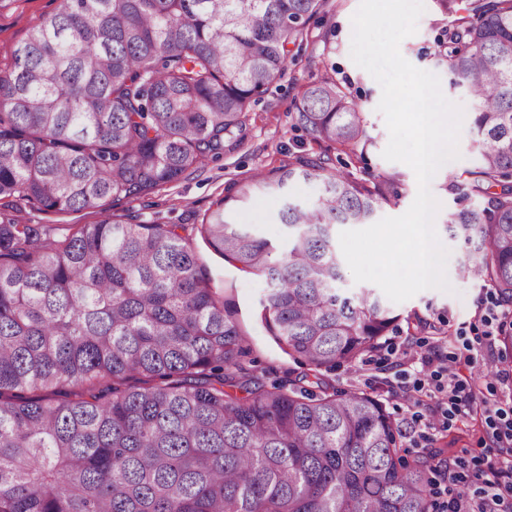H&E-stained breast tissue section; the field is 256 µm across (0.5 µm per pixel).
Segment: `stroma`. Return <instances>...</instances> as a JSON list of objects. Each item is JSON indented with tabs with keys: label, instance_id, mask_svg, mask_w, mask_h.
<instances>
[{
	"label": "stroma",
	"instance_id": "35a3bbf8",
	"mask_svg": "<svg viewBox=\"0 0 512 512\" xmlns=\"http://www.w3.org/2000/svg\"><path fill=\"white\" fill-rule=\"evenodd\" d=\"M360 0H324L319 12L306 25L301 45L292 47L288 70L249 112L247 137L233 152L206 159L191 174L142 199L119 205L118 213L133 216L148 224L201 223L206 212L226 202L239 223L248 225L258 237L267 239L277 253L288 249V231L279 222L283 200L304 207L312 206L319 194L317 182L289 185L282 196H258L244 202L230 200L234 182L255 173L268 176L297 157H327L328 168L351 172L357 178L366 175H394L401 184L398 197L382 202L378 217H395L405 213L415 199L417 181L412 169L383 158L389 141L383 115L378 110L382 91L377 81L350 58L352 22ZM60 0H9L0 8V70L12 67L13 49L23 42L30 28L41 18L57 12ZM425 11L418 20L415 34L405 38L400 51L417 68L436 74L444 95L462 105L465 112L459 141L460 157L440 168L431 182V191L441 202L437 222L446 221L458 202L447 193L449 177L476 169L479 156L475 150L472 100L464 88L451 85L448 69L436 56V41L447 27L449 16L438 0H424ZM346 79L351 91L365 106V121L372 138L363 155H346L327 151L314 141L296 121L297 105L307 86L327 72ZM0 212L22 224H46L56 235H64L71 224H92L97 217L88 211L46 212L27 200L16 197L0 204ZM442 244L450 251L448 279L452 292L428 289L401 303H389L398 317V328L386 336L381 347L366 354L356 365H340L327 374L339 390L369 392L387 407L404 430L403 444L412 449L419 445L451 448L466 465L491 461L487 438L481 424V412H474L446 431L437 425L438 417L426 405H417L414 388L417 360L437 350L447 356L462 355L464 341L475 344L474 366H461L460 372L477 381L483 399L507 400L512 397V350L496 345L486 350L475 339L484 329L483 320L498 297L486 283L462 272L464 248L449 232H440ZM191 246L198 264L217 288L232 318L246 337L242 366L264 384L285 383L301 378L309 368L301 360L285 353L261 321V302L267 285L259 276L238 270L225 261L201 236H193Z\"/></svg>",
	"mask_w": 512,
	"mask_h": 512
}]
</instances>
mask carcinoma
Masks as SVG:
<instances>
[{"instance_id":"carcinoma-1","label":"carcinoma","mask_w":512,"mask_h":512,"mask_svg":"<svg viewBox=\"0 0 512 512\" xmlns=\"http://www.w3.org/2000/svg\"><path fill=\"white\" fill-rule=\"evenodd\" d=\"M439 0L437 55L472 102L479 170L449 178L446 230L463 271L512 304V0ZM322 0H61L0 70V201L91 210L63 240L0 213V512H435L430 457L408 458L385 404L336 390L394 328L380 296L338 288L336 226L399 196L297 159L239 198L318 179L279 213L288 252L226 206L197 232L267 283L263 319L311 387L244 372L245 338L202 274L185 224H142L107 200L144 197L244 140L252 104L288 68ZM329 149L364 152L363 104L325 75L297 106ZM244 393L239 397L234 390Z\"/></svg>"}]
</instances>
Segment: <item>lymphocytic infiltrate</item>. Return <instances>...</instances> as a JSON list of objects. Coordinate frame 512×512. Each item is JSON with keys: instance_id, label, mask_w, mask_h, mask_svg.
<instances>
[{"instance_id": "obj_1", "label": "lymphocytic infiltrate", "mask_w": 512, "mask_h": 512, "mask_svg": "<svg viewBox=\"0 0 512 512\" xmlns=\"http://www.w3.org/2000/svg\"><path fill=\"white\" fill-rule=\"evenodd\" d=\"M474 362L470 355L460 359L437 354L420 359L415 387L435 398L442 410L443 428H452L473 407H482L487 438L499 456L487 470L474 473L478 485L474 496L453 495L438 508L440 512H512V402H482L475 382L463 379L459 373L460 365Z\"/></svg>"}]
</instances>
